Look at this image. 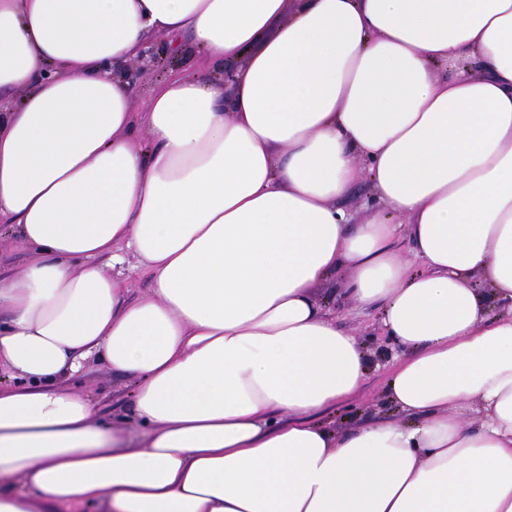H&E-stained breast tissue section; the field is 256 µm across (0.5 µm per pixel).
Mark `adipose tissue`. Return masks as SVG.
<instances>
[{
    "label": "adipose tissue",
    "mask_w": 512,
    "mask_h": 512,
    "mask_svg": "<svg viewBox=\"0 0 512 512\" xmlns=\"http://www.w3.org/2000/svg\"><path fill=\"white\" fill-rule=\"evenodd\" d=\"M160 33L217 75L139 115L119 67ZM1 90L31 256L0 279V512H512V0H0ZM122 245L152 297L95 266ZM340 270L411 424L319 421L367 373L316 295ZM93 357L139 446L67 387ZM378 201L375 197L370 177L366 175L350 192L337 202V205L349 211L355 218L364 212L366 206H375Z\"/></svg>",
    "instance_id": "ef3b65f1"
}]
</instances>
